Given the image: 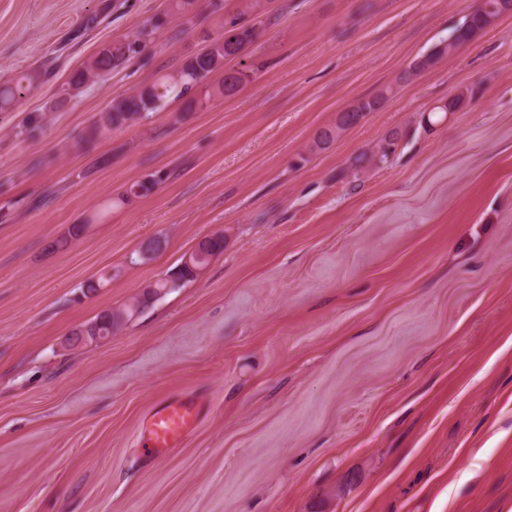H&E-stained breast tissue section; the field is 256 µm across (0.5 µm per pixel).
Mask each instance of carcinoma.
<instances>
[{
    "mask_svg": "<svg viewBox=\"0 0 512 512\" xmlns=\"http://www.w3.org/2000/svg\"><path fill=\"white\" fill-rule=\"evenodd\" d=\"M497 3L498 0H483L482 7L460 17L449 29L448 37L439 40L425 54L415 58L401 79L407 80L435 66L451 56L459 46L473 40L479 32L489 27L488 18L496 15ZM192 5L193 0H167L165 12L146 21L135 35L103 47L83 67L77 69L63 87L64 95L70 98L77 96L84 87L96 83L112 70L142 54L157 38L158 32L166 27L170 17L188 14ZM265 9V0H242L240 9L224 14L222 32L210 39L204 50L192 56L179 70L160 81L146 83L136 92L113 101L88 127L84 136L85 143L91 144L115 130L147 121L153 113L163 109L169 100L183 98L192 109L212 98H224L237 93L251 75L231 66L230 62L240 57L257 36L256 26L247 24V19ZM39 78L40 73L35 71L12 83L0 84V112L12 109L28 90V86ZM385 98L386 93L382 92L361 98L356 104L344 109L343 113L336 115L334 124L318 133L314 146L318 148L337 140L369 113L376 111ZM44 125V113L31 112L24 120L21 133L34 137ZM395 144L396 139L386 137L377 144V149L362 155L357 162L367 165L382 163L394 152ZM167 178V173L161 170L152 173L131 184L123 194L112 200L111 206L119 207L132 197L150 195ZM197 277L198 273L181 263L168 277L156 280L153 286L163 289L170 284L175 290ZM149 302V295L138 294L124 304L102 311L94 320L85 323L83 328L91 336L101 330L110 336L149 307Z\"/></svg>",
    "mask_w": 512,
    "mask_h": 512,
    "instance_id": "carcinoma-1",
    "label": "carcinoma"
}]
</instances>
